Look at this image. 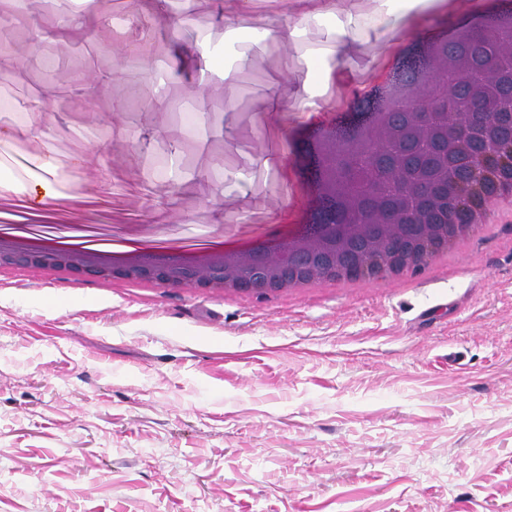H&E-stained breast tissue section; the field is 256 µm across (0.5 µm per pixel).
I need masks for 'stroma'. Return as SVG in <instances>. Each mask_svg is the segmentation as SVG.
<instances>
[{"mask_svg": "<svg viewBox=\"0 0 512 512\" xmlns=\"http://www.w3.org/2000/svg\"><path fill=\"white\" fill-rule=\"evenodd\" d=\"M405 9L0 0V83L34 110L16 142L79 174L0 193V226L191 247L282 223L316 175L317 114L351 132L421 58L387 51ZM120 39L145 66H124ZM287 150L301 169L275 161ZM443 261L243 297L0 276V512H512V206Z\"/></svg>", "mask_w": 512, "mask_h": 512, "instance_id": "obj_1", "label": "stroma"}]
</instances>
